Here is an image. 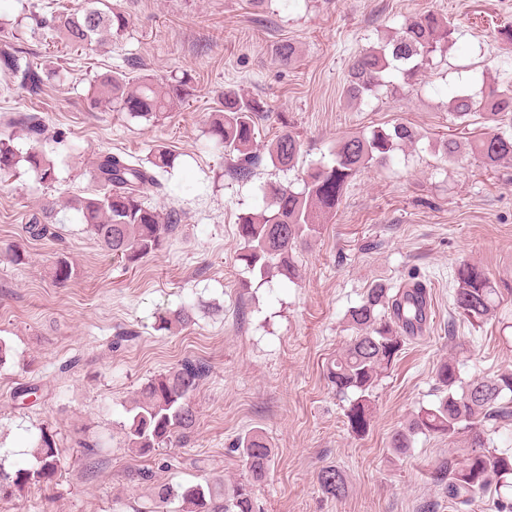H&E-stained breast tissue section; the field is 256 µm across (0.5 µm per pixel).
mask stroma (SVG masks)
Returning <instances> with one entry per match:
<instances>
[{
    "mask_svg": "<svg viewBox=\"0 0 512 512\" xmlns=\"http://www.w3.org/2000/svg\"><path fill=\"white\" fill-rule=\"evenodd\" d=\"M114 2L129 15L125 35L74 52L25 20L73 0H0V16L25 21L13 49L67 71L37 97L0 93V114L34 108L67 136L54 148L53 184L31 172L0 176V339L13 351L0 365V462L31 466L44 432L62 462L52 483L0 500V512H149L151 495L129 483V467L152 468L157 484L206 474L230 483L245 473L233 444L252 430L273 448L256 490L260 512H492L488 499L450 508L434 478L444 460L466 457L465 436L420 434L401 455L390 440L436 400L440 361L459 359L466 381L512 371V295L475 328L455 312L450 283L455 265L468 260L512 286V162L490 169L470 154L449 160L436 149L448 135L464 141L483 128L450 122L455 92L512 78V47L496 37L512 25V0H270L260 13L248 0ZM426 11L453 19L455 45L416 85L348 103L353 57ZM285 42L296 48L288 63L278 56ZM132 60L142 76L187 74L193 95L155 123L90 109L91 79ZM229 86L267 102L272 118L260 125L258 144L279 131L275 113L287 114L307 165L331 161L337 141L352 133L402 123L417 134L393 161L350 183L335 216L297 250L296 281H262L237 258L239 216L265 206L268 184L297 173L265 164L250 180L229 177L206 134ZM158 144L177 153L178 164L165 196L149 190L145 198L183 210L187 220L165 249L132 267L102 248L69 202L97 194L91 170L100 152L143 158ZM51 201L57 237H30L25 225ZM13 244L25 262H14ZM61 257L75 269L63 286L53 277ZM412 271L429 293L426 329L375 388L369 432L354 436L327 365L350 340L347 312L366 288L407 282ZM181 308L191 322L160 329L159 315ZM187 360L210 368L194 395V431L135 457L123 446L128 408L143 383ZM28 384L39 391L26 406L17 390ZM326 467L344 474V498L322 491Z\"/></svg>",
    "mask_w": 512,
    "mask_h": 512,
    "instance_id": "1",
    "label": "stroma"
}]
</instances>
